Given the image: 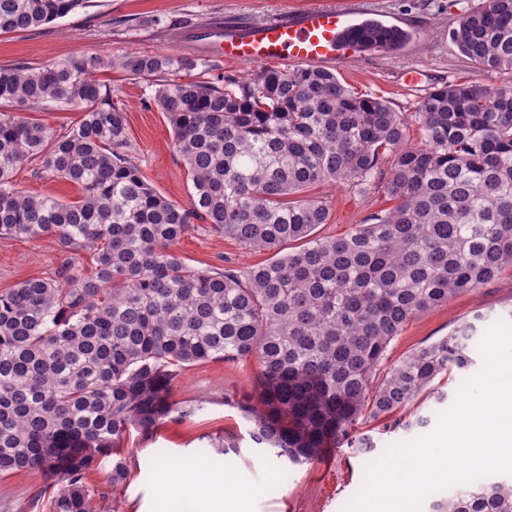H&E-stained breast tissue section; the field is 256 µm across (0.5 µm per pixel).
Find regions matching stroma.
I'll use <instances>...</instances> for the list:
<instances>
[{
  "label": "stroma",
  "mask_w": 512,
  "mask_h": 512,
  "mask_svg": "<svg viewBox=\"0 0 512 512\" xmlns=\"http://www.w3.org/2000/svg\"><path fill=\"white\" fill-rule=\"evenodd\" d=\"M351 10L354 22L379 20L410 34L396 52H358L330 63L329 68L352 91L388 100L396 111L412 114L429 90L445 83L480 82L492 87L512 85V73L482 68L462 54L451 38L459 20L481 0H331ZM309 0H89L86 7L42 26L39 30L0 34V66H32L89 57L117 59L129 53L208 55L210 81L225 76L246 77L247 64L224 61L206 51L205 38L213 22L231 18L262 24L306 7ZM178 21L188 22L193 40H185ZM95 79L112 94L113 103L128 119L129 150L145 179L179 207L189 208L191 184L182 158L174 147L171 125L159 112L153 96L159 77L137 78L116 66L98 68ZM11 181L31 195L54 194L74 200L77 188L68 180L44 173L40 161L14 170ZM314 195L329 206V220L320 225V237L347 234L365 216L388 205L383 190L362 196L349 185H320ZM60 247L53 237L39 240L0 238V291L30 277L52 276ZM178 254L197 268L221 271L242 269L269 259L266 251L247 250L231 239L209 231L198 221L194 231L176 246ZM482 315L479 329L502 319L512 322V267L472 294H460L448 303L412 320L387 353L396 362L411 349L448 335L459 324ZM260 366L256 360L205 362L187 367L173 382L172 398L198 406L192 419L165 424L156 435L131 436L123 452L131 459L126 483L110 485L106 474L90 471L85 482L93 488L101 512H165L167 498L156 481L160 463L205 465L216 474L231 475L237 487L252 491L250 512H342L360 488L365 457L353 449L338 448L310 465L292 466L272 450L256 447L235 409L225 406L228 396L252 394ZM465 372L455 371L435 383L434 393L419 397L400 412V427L370 422L366 428L377 452L412 439L421 430L409 426L414 414L435 417L451 404ZM42 474L21 470L0 478V512H43L32 501L44 488Z\"/></svg>",
  "instance_id": "obj_1"
}]
</instances>
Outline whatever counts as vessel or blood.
<instances>
[{
  "mask_svg": "<svg viewBox=\"0 0 512 512\" xmlns=\"http://www.w3.org/2000/svg\"><path fill=\"white\" fill-rule=\"evenodd\" d=\"M354 24L346 9L314 0L292 16L259 26L227 27L217 45L225 60L250 65H311L357 53Z\"/></svg>",
  "mask_w": 512,
  "mask_h": 512,
  "instance_id": "vessel-or-blood-1",
  "label": "vessel or blood"
}]
</instances>
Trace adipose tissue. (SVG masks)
<instances>
[{"mask_svg": "<svg viewBox=\"0 0 512 512\" xmlns=\"http://www.w3.org/2000/svg\"><path fill=\"white\" fill-rule=\"evenodd\" d=\"M157 479L164 495L176 499L175 512H247V493L237 492L232 502L224 494L232 480L225 475H211L196 466L175 468L160 464Z\"/></svg>", "mask_w": 512, "mask_h": 512, "instance_id": "ef3b65f1", "label": "adipose tissue"}]
</instances>
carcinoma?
I'll return each instance as SVG.
<instances>
[{
	"instance_id": "obj_1",
	"label": "carcinoma",
	"mask_w": 512,
	"mask_h": 512,
	"mask_svg": "<svg viewBox=\"0 0 512 512\" xmlns=\"http://www.w3.org/2000/svg\"><path fill=\"white\" fill-rule=\"evenodd\" d=\"M87 0H0V34L33 31ZM362 51H395L404 30L370 21ZM460 51L512 72V0H483L453 29ZM98 57L0 66V103L80 107L63 132L0 113V236L60 244L54 276L0 292V477L36 470L48 512H97L86 473L130 475L121 444L196 413L171 398L190 364L254 358L256 394L232 404L251 441L292 465L330 448L374 449L362 431L471 364L475 326L411 350L386 370L407 324L512 266V87H435L408 116L316 67L266 65L224 86L195 53L127 54L138 78L168 76L153 98L191 182L190 208L166 199L129 154L126 113L93 78ZM422 131L412 144L407 130ZM38 159L76 184L73 201L27 195L11 173ZM389 177L381 182L383 167ZM326 183L392 206L320 238ZM202 219L265 263L213 271L175 245ZM96 248L85 274L79 252ZM288 252H283V249ZM431 512H512V483L464 486Z\"/></svg>"
}]
</instances>
